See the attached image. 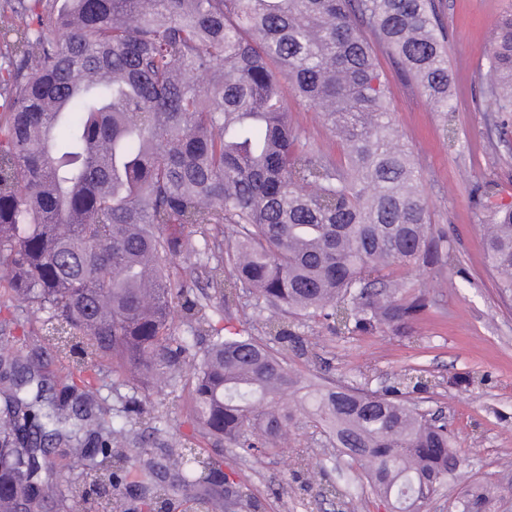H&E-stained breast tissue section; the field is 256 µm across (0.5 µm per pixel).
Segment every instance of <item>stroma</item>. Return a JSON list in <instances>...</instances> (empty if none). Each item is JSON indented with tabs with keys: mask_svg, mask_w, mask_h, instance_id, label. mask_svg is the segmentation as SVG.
Instances as JSON below:
<instances>
[{
	"mask_svg": "<svg viewBox=\"0 0 512 512\" xmlns=\"http://www.w3.org/2000/svg\"><path fill=\"white\" fill-rule=\"evenodd\" d=\"M448 33V67L455 78V112L445 117L405 79L386 54L379 64L387 78L392 119L421 161V189L435 230L445 232L454 261L439 270L398 269L430 307L411 335L390 331L336 336L321 323L302 328L297 344L281 350L300 387L311 384H395L418 370L432 386L414 400L445 416L459 448L470 459L468 472L441 489L425 512H448L459 488L489 477L498 485L493 512H512V300L502 299L487 270L483 226L471 204L476 183L495 180L501 197L512 202V133L499 138L478 109V74L487 63L493 25L512 0H437ZM453 124L455 141L444 128ZM165 411L166 430H154L151 414H143L135 437H148L150 448H164L187 430L183 402L162 390L152 397ZM289 451L255 458L239 449L224 451V471L266 505L265 512H384L382 502L357 482L354 471L337 461L315 429L287 426ZM306 448L313 465L340 491L339 497L317 498L294 472L292 447Z\"/></svg>",
	"mask_w": 512,
	"mask_h": 512,
	"instance_id": "obj_1",
	"label": "stroma"
}]
</instances>
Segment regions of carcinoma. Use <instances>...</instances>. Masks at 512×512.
<instances>
[{
  "label": "carcinoma",
  "instance_id": "obj_1",
  "mask_svg": "<svg viewBox=\"0 0 512 512\" xmlns=\"http://www.w3.org/2000/svg\"><path fill=\"white\" fill-rule=\"evenodd\" d=\"M436 0H4L0 4V289L25 310L0 321V512H132L126 493L171 512H226L222 450L283 449L304 415L390 512H422L468 458L409 383L296 384L272 342L324 321L337 336L410 334L429 304L389 269L443 267L420 172L391 118L383 51L444 114L452 105ZM479 103L512 114V12L495 23ZM289 88L344 147L311 144ZM483 244L512 296V202L481 186ZM199 261L183 267L187 255ZM256 299L269 339L224 333L194 293ZM181 312L189 334L179 335ZM249 314V318H254ZM35 336L50 354L45 362ZM70 381L56 393L53 371ZM128 387L126 423L85 374ZM178 390L193 430L164 453L131 447L139 395ZM66 446L82 484L65 494L50 460ZM479 478L453 512H491Z\"/></svg>",
  "mask_w": 512,
  "mask_h": 512
}]
</instances>
